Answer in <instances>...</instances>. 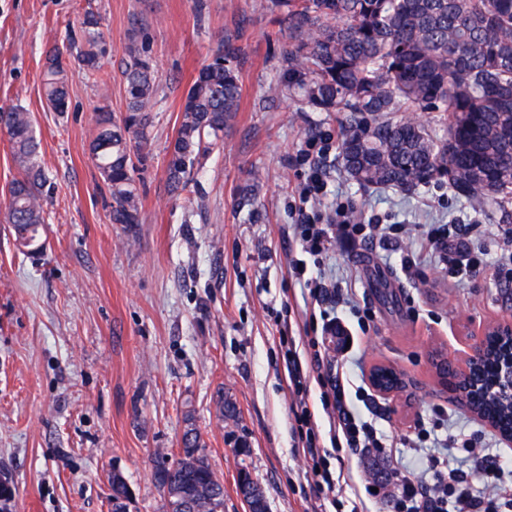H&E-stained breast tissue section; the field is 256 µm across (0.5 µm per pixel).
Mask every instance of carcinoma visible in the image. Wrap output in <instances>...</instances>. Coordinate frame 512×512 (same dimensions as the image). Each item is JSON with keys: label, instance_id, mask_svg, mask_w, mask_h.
I'll use <instances>...</instances> for the list:
<instances>
[{"label": "carcinoma", "instance_id": "1", "mask_svg": "<svg viewBox=\"0 0 512 512\" xmlns=\"http://www.w3.org/2000/svg\"><path fill=\"white\" fill-rule=\"evenodd\" d=\"M292 49L285 75L270 89L299 97L322 112H346L338 163L362 188L409 192L448 182L460 196L503 208L512 201V0H270ZM101 19L79 21L84 48L77 61L88 73L102 70L97 49ZM224 51L197 71L184 100L183 120L168 146L167 184L185 191L196 163L217 145L240 109L238 49ZM70 47H54L43 90L56 112L67 108ZM122 75L126 108L115 116L96 107L90 157L107 187L114 224L140 221V178L150 155L149 127L157 72L135 43L125 49ZM404 116L395 119L393 113ZM416 112H444L443 131L414 119ZM22 170L6 206L17 245L42 247L46 177L29 112L15 107L0 117ZM502 349L488 353L477 376L490 386ZM476 407L503 431L512 430V399L492 398ZM175 468L157 466L159 489L177 486V502L190 512H224V485L189 426ZM112 512H128L132 493L112 475Z\"/></svg>", "mask_w": 512, "mask_h": 512}]
</instances>
